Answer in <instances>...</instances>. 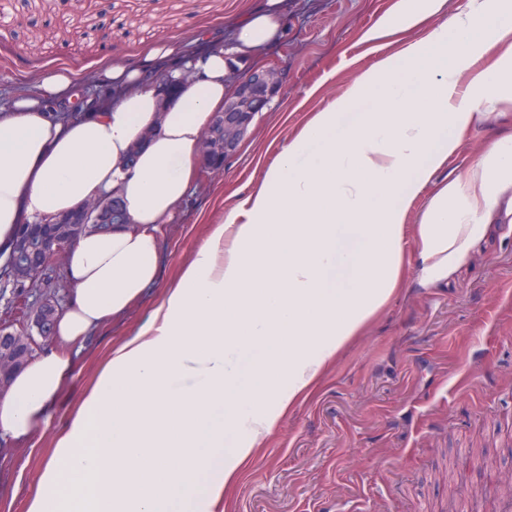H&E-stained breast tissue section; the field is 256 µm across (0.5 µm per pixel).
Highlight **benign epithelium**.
Here are the masks:
<instances>
[{
	"mask_svg": "<svg viewBox=\"0 0 512 512\" xmlns=\"http://www.w3.org/2000/svg\"><path fill=\"white\" fill-rule=\"evenodd\" d=\"M227 78L236 86V91L224 105V111L216 113L206 129L200 145V153L217 154L224 158L233 156L247 139L252 121L264 111L270 101L279 95L283 85V73L275 66L252 65L243 60H229ZM96 224H125L126 213L117 198L104 202L94 215ZM70 231H60V236L50 243L41 244L55 256L57 265H62L70 247ZM30 241L19 237L15 248L14 277L26 279L29 263L26 258ZM61 306L55 295L36 294L27 323L18 328L0 326V396L8 390L10 372L19 369L33 340V329L57 318Z\"/></svg>",
	"mask_w": 512,
	"mask_h": 512,
	"instance_id": "obj_1",
	"label": "benign epithelium"
}]
</instances>
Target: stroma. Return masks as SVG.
I'll return each instance as SVG.
<instances>
[{"mask_svg":"<svg viewBox=\"0 0 512 512\" xmlns=\"http://www.w3.org/2000/svg\"><path fill=\"white\" fill-rule=\"evenodd\" d=\"M395 0H286L288 25L264 55L284 74L280 95L257 115L224 172L196 186L161 231V287L273 165L316 106L332 102L379 56L412 40L366 33ZM261 0H0V105L43 70L66 65L83 79L118 56L205 29L227 35ZM512 113L471 131L460 155L435 173L463 175L500 137ZM447 281L424 288L406 244L404 285L346 344L306 398L265 440L224 512H502L498 476L512 470V205ZM157 300L149 291L122 319L83 343L65 394L30 442L0 437V512H24L71 402L111 345L133 334Z\"/></svg>","mask_w":512,"mask_h":512,"instance_id":"obj_1","label":"stroma"}]
</instances>
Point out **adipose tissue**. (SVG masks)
I'll list each match as a JSON object with an SVG mask.
<instances>
[{"label":"adipose tissue","instance_id":"1","mask_svg":"<svg viewBox=\"0 0 512 512\" xmlns=\"http://www.w3.org/2000/svg\"><path fill=\"white\" fill-rule=\"evenodd\" d=\"M396 0L369 33L427 25L318 108L274 165L208 227L197 252L132 336L113 345L70 406L25 512H222L242 465L404 278L414 239L419 282L448 279L512 192V134L462 176H432L473 124L512 111V0ZM284 0H263L229 40L204 33L113 60L111 100L79 105L68 68L40 75L0 108V259L18 224L49 222L96 196L127 223L68 250L69 300L53 341L0 398V436L30 440L74 370L66 347L129 313L161 276V227L198 179L200 142L235 91L226 58L259 61ZM499 58L482 65L484 55ZM180 81L165 105L155 76ZM151 138H144L146 128ZM430 199L418 215L413 202Z\"/></svg>","mask_w":512,"mask_h":512}]
</instances>
